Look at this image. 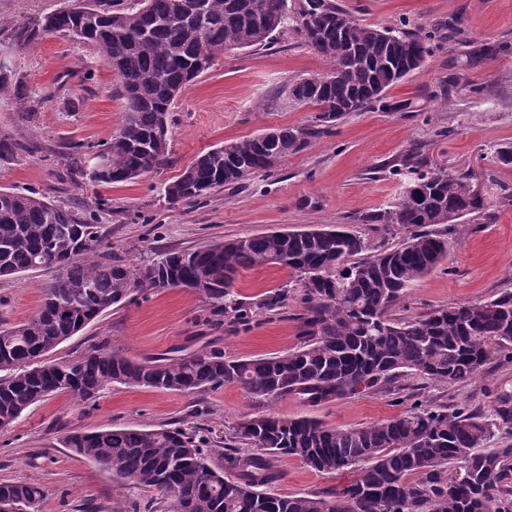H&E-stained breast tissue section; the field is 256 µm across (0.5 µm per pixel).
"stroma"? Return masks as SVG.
Segmentation results:
<instances>
[{
	"label": "stroma",
	"mask_w": 512,
	"mask_h": 512,
	"mask_svg": "<svg viewBox=\"0 0 512 512\" xmlns=\"http://www.w3.org/2000/svg\"><path fill=\"white\" fill-rule=\"evenodd\" d=\"M70 2L0 0V51L42 101L39 124L32 127L21 121L14 100L0 97V134L17 144L13 159L0 161V190L37 192L93 214L111 252L135 267L166 249L311 225L347 224L381 241L384 230L367 217L399 200L404 179L391 166L415 148L425 171L468 174L491 208L465 221L448 260L416 282L394 315L411 317L512 291V203L500 197L502 190L512 191V165L495 159L497 149L512 144V52L474 69L462 65L465 53L482 44L512 45V0H336L347 17L363 24L413 30L452 17L459 20L460 33L434 46L422 67L387 90L382 102L346 115L331 134L286 157L272 177L257 176L242 188L222 189L177 208L165 201L161 186L200 153L270 128L311 124L316 108L286 105L281 93L327 71L328 62L292 32L266 47L226 52L177 97L165 167L131 182L78 184L64 174L65 155L76 145L107 141L119 127L124 108L117 81L86 45L47 37L16 48L9 27ZM99 197L108 199V209H97ZM51 277L48 271H30L0 281V325L35 314ZM234 291L246 321L215 322L204 296L164 289L108 309L46 360H68L102 342L137 361L210 349L229 360L252 359L301 345L305 295L291 271L267 265L240 272ZM273 294L281 295L282 303L269 311L263 303ZM506 395L512 396V362L496 358L464 384L401 377L316 407L290 398L260 403L234 384L195 394L115 384L91 405L64 395L46 397L0 429V481L39 483L41 512H170L171 502L128 488L99 465L72 456L63 435L183 426L205 438L210 453L250 414L308 416L352 428L417 403L463 404L485 413ZM273 465L279 478L268 490L282 496L327 492L349 480L342 472L311 470L291 456L276 458Z\"/></svg>",
	"instance_id": "1"
}]
</instances>
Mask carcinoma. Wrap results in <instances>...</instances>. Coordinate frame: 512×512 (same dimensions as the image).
<instances>
[{
	"label": "carcinoma",
	"mask_w": 512,
	"mask_h": 512,
	"mask_svg": "<svg viewBox=\"0 0 512 512\" xmlns=\"http://www.w3.org/2000/svg\"><path fill=\"white\" fill-rule=\"evenodd\" d=\"M293 30L325 58L331 70L288 87L286 98L315 105L314 124L275 129L233 140L198 155L164 194L174 207L193 205L223 188L269 175L311 139L329 134L352 112L381 101L384 92L419 69L452 26L435 23L411 32L371 26L344 16L335 0H137L110 10L77 2L13 25L12 43L24 48L54 37L88 46L121 86L124 118L109 140L107 166L93 147L66 158L71 180L95 184L133 181L168 162L170 110L182 88L224 52L267 46ZM23 83L0 63V96L16 95L22 121L39 120L41 101L25 107ZM415 153L393 172L408 178L400 200L369 218L400 235L375 244L341 227L272 231L210 245L169 249L129 267L104 253L106 236L93 217L52 203L36 192L0 190V279L28 271H55L42 288L38 311L0 328V429L31 405L67 394L87 403L113 384L183 394L226 384L258 402L288 397L311 407L372 389L380 382L419 375L461 384L497 355L512 362V292L477 303H457L410 318L392 310L409 288L448 260L456 225L488 208L470 193L468 178L423 174ZM266 265L295 274L307 298L306 340L292 351L248 360L219 350L142 361L91 346L60 364L42 358L131 296L186 288L212 303L214 315L237 312L232 288L239 273ZM498 434L512 436V400L492 416L459 405L450 410L412 407L379 423L338 429L309 417L254 416L233 427L234 441L214 450L235 471L216 470L193 434L180 428L71 431L63 443L126 484L154 490L174 512H512V446L485 448ZM292 456L319 473L346 472L340 489L305 496L262 491L279 473L273 459ZM454 463L469 479L455 483ZM40 484L0 482V499L40 512Z\"/></svg>",
	"instance_id": "cac0c4a2"
}]
</instances>
